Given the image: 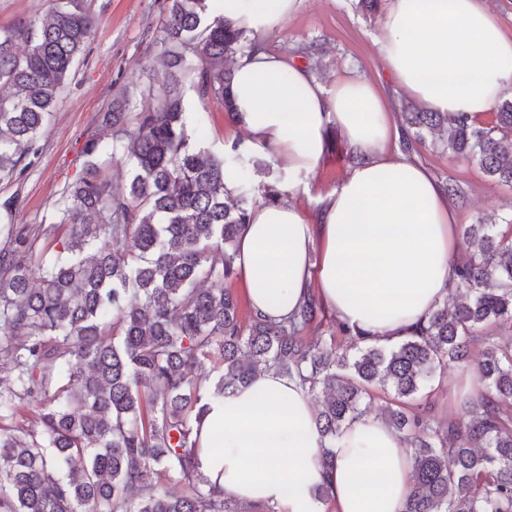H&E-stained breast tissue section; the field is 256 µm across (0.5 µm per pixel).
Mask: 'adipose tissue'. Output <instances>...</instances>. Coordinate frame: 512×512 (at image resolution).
<instances>
[{
	"instance_id": "obj_1",
	"label": "adipose tissue",
	"mask_w": 512,
	"mask_h": 512,
	"mask_svg": "<svg viewBox=\"0 0 512 512\" xmlns=\"http://www.w3.org/2000/svg\"><path fill=\"white\" fill-rule=\"evenodd\" d=\"M217 14L265 33L302 0H213ZM381 56L400 92L434 112L483 118L512 90V39L487 0H390ZM237 120L296 173L319 164L336 126L366 154L326 195L316 223L291 203H258L236 247L235 269L253 313L272 321L309 293L340 322L394 340L440 304L449 286L456 217L444 187L393 148L402 131L375 84H326L303 65L258 47L234 64ZM315 405L296 381L257 374L209 400L198 431L199 469L253 512H399L412 462L380 419L348 423L321 465ZM327 486V501L315 490Z\"/></svg>"
}]
</instances>
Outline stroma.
Returning a JSON list of instances; mask_svg holds the SVG:
<instances>
[{"mask_svg": "<svg viewBox=\"0 0 512 512\" xmlns=\"http://www.w3.org/2000/svg\"><path fill=\"white\" fill-rule=\"evenodd\" d=\"M356 3L303 0L294 17L257 34L256 39L269 52L287 58L298 45H311L319 63V79L329 83L349 74L372 80L392 97L394 106H402V98L394 94V81L382 64L383 17L363 14ZM88 5L100 24L37 139L34 164L21 178L0 179V200L19 199L15 211L19 224L50 223L65 186L76 179L87 161L83 146L89 136L100 131L99 113L107 111L115 100L158 89L163 81L155 60L162 51L158 38L167 12L166 0H88ZM184 122L188 134L217 156L223 155L225 141H253L244 126L228 119L220 102L200 99L190 87L185 90ZM433 141V134H426L413 157L439 182L452 180L460 186L461 197L452 201L457 227L512 218L511 186L485 176L477 162L453 159ZM351 152L338 133L328 142L319 165L309 173L289 171L275 160L272 150L258 147H254L252 160H234L230 166L246 172L253 201H260L264 185L279 182L286 201L296 204L312 221L317 217L320 197L338 187L352 171ZM467 374V369L452 365L433 381L427 401L435 417L463 416L458 401L471 390Z\"/></svg>", "mask_w": 512, "mask_h": 512, "instance_id": "1", "label": "stroma"}]
</instances>
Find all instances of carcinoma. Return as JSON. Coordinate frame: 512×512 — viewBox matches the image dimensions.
I'll use <instances>...</instances> for the list:
<instances>
[{
    "instance_id": "1",
    "label": "carcinoma",
    "mask_w": 512,
    "mask_h": 512,
    "mask_svg": "<svg viewBox=\"0 0 512 512\" xmlns=\"http://www.w3.org/2000/svg\"><path fill=\"white\" fill-rule=\"evenodd\" d=\"M49 18L0 28V177L19 178L99 19L86 0H52ZM211 0H168L159 63L166 80L91 136L90 160L52 223H14L0 201V512H252L198 469L206 400L266 369L316 400L323 464L363 400L389 397L382 421L409 448L413 489L401 512H512V233L465 227L442 304L391 346L325 323L315 294L276 323L239 314L224 287L250 221L244 183L224 185V158L202 149L182 117L183 79L234 117V73L246 34ZM23 51H17L19 45ZM410 152L438 132L454 157L512 185V99L484 123L413 104L402 113ZM132 166L116 195L102 168ZM53 242L41 246V237ZM481 348L466 418L436 419L418 403L448 363ZM32 418L16 423L18 414ZM182 494L160 491L163 482Z\"/></svg>"
}]
</instances>
